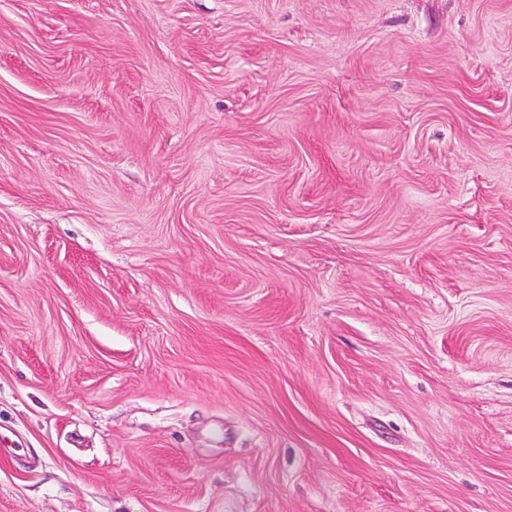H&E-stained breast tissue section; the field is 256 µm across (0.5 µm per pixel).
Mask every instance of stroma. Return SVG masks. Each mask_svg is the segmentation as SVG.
I'll use <instances>...</instances> for the list:
<instances>
[{
    "mask_svg": "<svg viewBox=\"0 0 512 512\" xmlns=\"http://www.w3.org/2000/svg\"><path fill=\"white\" fill-rule=\"evenodd\" d=\"M0 512H512V0H0Z\"/></svg>",
    "mask_w": 512,
    "mask_h": 512,
    "instance_id": "35a3bbf8",
    "label": "stroma"
}]
</instances>
